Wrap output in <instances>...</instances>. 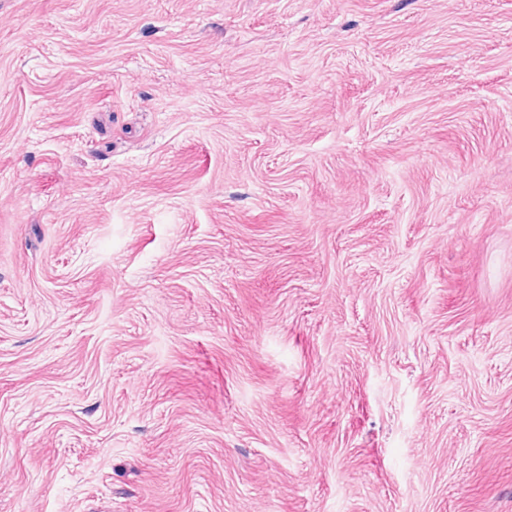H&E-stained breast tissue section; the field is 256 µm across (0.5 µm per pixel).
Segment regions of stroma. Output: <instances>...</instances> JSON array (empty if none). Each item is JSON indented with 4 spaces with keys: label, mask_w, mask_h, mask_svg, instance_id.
<instances>
[{
    "label": "stroma",
    "mask_w": 512,
    "mask_h": 512,
    "mask_svg": "<svg viewBox=\"0 0 512 512\" xmlns=\"http://www.w3.org/2000/svg\"><path fill=\"white\" fill-rule=\"evenodd\" d=\"M0 512H512V0H0Z\"/></svg>",
    "instance_id": "1"
}]
</instances>
